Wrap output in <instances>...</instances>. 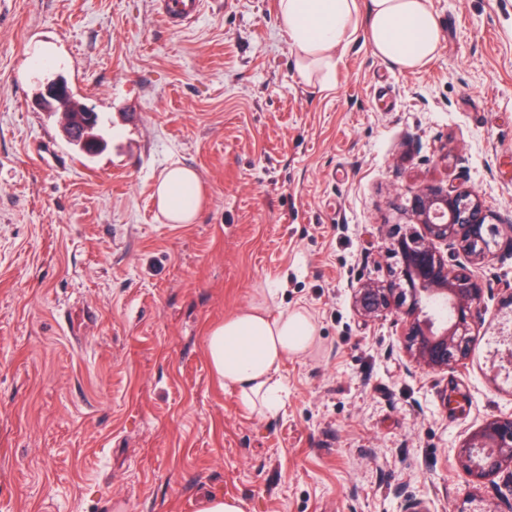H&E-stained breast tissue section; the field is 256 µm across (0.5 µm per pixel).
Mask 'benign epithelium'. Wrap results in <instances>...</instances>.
I'll return each mask as SVG.
<instances>
[{"mask_svg": "<svg viewBox=\"0 0 512 512\" xmlns=\"http://www.w3.org/2000/svg\"><path fill=\"white\" fill-rule=\"evenodd\" d=\"M45 95L61 104L71 90L57 81ZM403 210L421 231L393 237L391 254L401 260L399 274L386 284L350 283L353 305L367 318L387 311L403 315L409 363L446 371L469 355L471 326L481 313L485 291L492 289L472 267L483 263L494 247L512 252V217L491 212L471 190L436 183L415 190ZM497 223L507 229L500 241L494 233ZM460 254L466 262H448V256ZM458 458L476 481L512 467V416L487 420L464 440Z\"/></svg>", "mask_w": 512, "mask_h": 512, "instance_id": "obj_1", "label": "benign epithelium"}]
</instances>
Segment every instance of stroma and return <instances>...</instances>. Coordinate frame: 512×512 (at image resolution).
Segmentation results:
<instances>
[{"label": "stroma", "mask_w": 512, "mask_h": 512, "mask_svg": "<svg viewBox=\"0 0 512 512\" xmlns=\"http://www.w3.org/2000/svg\"><path fill=\"white\" fill-rule=\"evenodd\" d=\"M441 45L404 71L358 39L331 87L300 75L277 0H211L176 29L157 0H0V512H505L502 470L457 457L512 379L492 368L499 290L462 368L410 365L384 282L400 208L435 182L512 212V0H431ZM55 47L52 56L41 46ZM63 75L104 115L72 149L37 96ZM200 178L195 223L154 204L162 170ZM303 308L317 337L279 370L284 405L240 408L207 329ZM73 113H78V112H63L65 119H66L65 129H66V125L69 123H72L74 126L81 127L76 121L73 120V116H71V114H73ZM98 126H99V117H98L97 123L94 126H91L89 128V130L81 127L83 129V134L86 135L85 141L83 138L81 139V137H79L77 140H68L69 144L76 147L78 149L79 153L81 155H83L84 157H89V156L95 155L99 151L96 152L94 150L97 147H99L103 143V141L105 142V145H106V141H105L104 137L101 134L95 133V130L99 129ZM96 142H97V146L95 148H93V145ZM200 512H245L244 502L235 497L209 496L204 499Z\"/></svg>", "instance_id": "stroma-1"}]
</instances>
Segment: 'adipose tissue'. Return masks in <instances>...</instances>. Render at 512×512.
I'll list each match as a JSON object with an SVG mask.
<instances>
[{
    "instance_id": "adipose-tissue-1",
    "label": "adipose tissue",
    "mask_w": 512,
    "mask_h": 512,
    "mask_svg": "<svg viewBox=\"0 0 512 512\" xmlns=\"http://www.w3.org/2000/svg\"><path fill=\"white\" fill-rule=\"evenodd\" d=\"M278 18L304 77L323 87L337 51L358 37L406 71L428 64L440 47L431 0H278ZM154 199L166 223H195L203 207L197 172L177 162L167 166ZM315 333L304 310L274 317L253 304L209 327L205 352L212 374L236 390L243 409L274 415L282 407L280 367L286 358L304 355Z\"/></svg>"
}]
</instances>
